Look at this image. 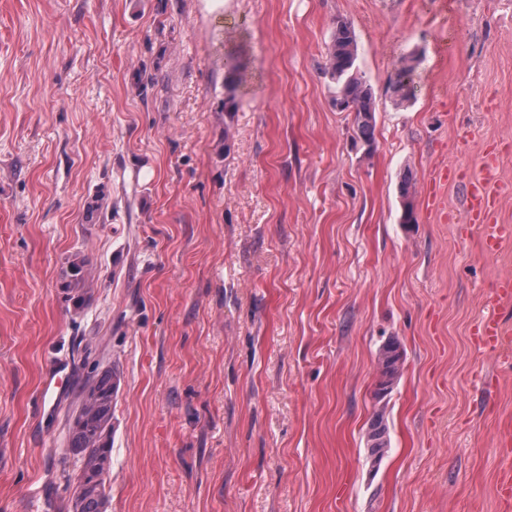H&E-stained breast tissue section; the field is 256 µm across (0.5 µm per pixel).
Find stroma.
Instances as JSON below:
<instances>
[{"instance_id":"35a3bbf8","label":"stroma","mask_w":512,"mask_h":512,"mask_svg":"<svg viewBox=\"0 0 512 512\" xmlns=\"http://www.w3.org/2000/svg\"><path fill=\"white\" fill-rule=\"evenodd\" d=\"M339 19L370 147L321 71ZM493 147L512 224V0H0V512H63L91 369L118 379L107 512H505L512 361L470 329L512 242L456 229ZM401 346L397 341L387 343L379 352V379L376 383L374 396L382 391L389 392L396 382L403 365ZM366 445L370 450L372 458H383L388 453L390 439L384 409L374 414V418L366 432Z\"/></svg>"}]
</instances>
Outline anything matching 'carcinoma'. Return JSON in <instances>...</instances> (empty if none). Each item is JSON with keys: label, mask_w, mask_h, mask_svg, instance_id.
<instances>
[{"label": "carcinoma", "mask_w": 512, "mask_h": 512, "mask_svg": "<svg viewBox=\"0 0 512 512\" xmlns=\"http://www.w3.org/2000/svg\"><path fill=\"white\" fill-rule=\"evenodd\" d=\"M357 41L354 29L345 20L334 23L330 43L327 45L323 73L334 84V104L344 105L352 115L353 127L360 142L371 147L374 143L376 101L370 84L356 69ZM414 57L405 60L399 78L391 85V92L400 105L408 100L407 83L411 79ZM413 177L401 180L403 203L401 219L405 224L416 223L413 205ZM403 365L401 346L387 343L379 352V379L374 394L390 391L401 373ZM82 403L69 427V451L77 458L86 477V488L78 497L68 499L67 512H106L108 479L100 474L110 469L112 452V404L116 384L110 371L94 374L85 379ZM366 445L370 456L383 457L390 448L385 412H377L366 432Z\"/></svg>", "instance_id": "obj_1"}]
</instances>
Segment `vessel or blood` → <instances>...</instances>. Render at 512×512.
Segmentation results:
<instances>
[{"label":"vessel or blood","instance_id":"b4317fda","mask_svg":"<svg viewBox=\"0 0 512 512\" xmlns=\"http://www.w3.org/2000/svg\"><path fill=\"white\" fill-rule=\"evenodd\" d=\"M495 194L493 184V166L484 162L478 175L473 176L467 190V222L462 232L479 230L486 250H494L503 239L512 238L511 224H498L492 218L491 204ZM512 298V277L499 279L487 297L488 313L475 322L471 329L472 340L480 349L495 351L500 349L505 331L495 310L505 300Z\"/></svg>","mask_w":512,"mask_h":512}]
</instances>
